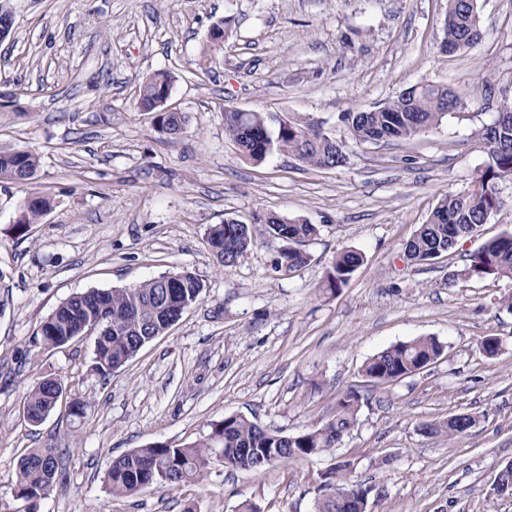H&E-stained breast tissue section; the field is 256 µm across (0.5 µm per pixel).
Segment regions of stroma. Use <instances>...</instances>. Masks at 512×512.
<instances>
[{
	"label": "stroma",
	"mask_w": 512,
	"mask_h": 512,
	"mask_svg": "<svg viewBox=\"0 0 512 512\" xmlns=\"http://www.w3.org/2000/svg\"><path fill=\"white\" fill-rule=\"evenodd\" d=\"M15 15L0 41V144L36 153L34 180L0 179V512H24L15 464L52 444L66 469L39 512H315L322 475L350 464L373 488L368 512H512L496 495L512 462V280L468 275L484 241L512 233V181L480 236L416 265L405 245L439 197L469 189L488 156L479 147L512 102V0H476L484 31L442 54L447 0H6ZM223 22V50L209 31ZM174 76L170 105L187 116L181 137L158 132L136 107L143 77ZM417 84L444 85L469 107L409 141L357 144L342 113L372 108ZM272 113L342 141L344 166L320 169L285 154L256 165L224 132V110ZM51 209L14 227L31 195ZM300 216L317 233L309 263L274 268L276 246L256 234L228 269L206 245L212 225L262 214ZM362 265L325 285L336 253ZM187 271L204 285L166 334L111 375L93 369V338L44 349L35 334L69 297L132 288ZM432 336L445 346L426 368L375 386L370 356ZM499 340L495 356L481 348ZM54 375L84 417L65 405L38 426L23 415L31 382ZM361 395L357 426L318 455L262 470L212 457L200 485L149 486L115 497L109 462L155 442L192 443L213 422L244 415L285 434L333 417L347 389ZM469 413L453 439L430 421Z\"/></svg>",
	"instance_id": "1"
}]
</instances>
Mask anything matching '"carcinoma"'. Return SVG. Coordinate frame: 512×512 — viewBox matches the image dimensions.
Here are the masks:
<instances>
[{"mask_svg": "<svg viewBox=\"0 0 512 512\" xmlns=\"http://www.w3.org/2000/svg\"><path fill=\"white\" fill-rule=\"evenodd\" d=\"M447 19L441 45L462 50L459 41L481 29L480 18L468 0H448ZM172 90V76L158 72L139 85L137 108L155 111L161 93ZM448 88L422 85L372 109L346 112L342 120L359 144L383 139L410 140L438 125L454 111L456 99ZM224 132L242 145L246 159L261 163L274 153H286L301 163L319 168L345 165L344 146L315 127L294 122L275 126L264 112L224 109ZM482 148L489 162L472 181L467 195L443 194L429 215L407 242V257L420 263L432 262L473 236L483 224L487 212L501 205L498 183L512 180V114L497 118L482 136ZM21 165L23 175L34 177L39 167L38 155L0 146V177H8ZM48 197L24 199L19 206L17 226L24 232L39 222L51 209ZM267 237L278 244L276 269L284 272L308 264L309 255L300 248L316 235L317 228L301 218L266 214L255 219ZM254 241L252 225L227 220L213 225L206 242L219 265L227 268L239 259ZM363 262L360 252L348 249L336 255L326 273L327 286L339 288ZM468 273L512 278V233L486 241L471 256ZM203 292L202 282L189 272L170 279L165 275L133 288L91 290L62 302L40 325L39 341L46 348H57L80 337L86 325L99 324L94 338V369L109 375L126 364L153 339L171 328L176 308H189ZM444 352L433 337H419L398 343L371 356L363 366V376L373 383L386 384L411 375L435 362ZM64 390V380L42 377L32 382L24 395V419L42 423L57 406V394ZM359 396L354 391L342 395L336 414L321 428L284 435L269 432L254 421L233 415L212 425L203 439L188 446L171 447L153 443L112 460L107 469L110 492L132 497L148 486L195 484L204 480L214 454L233 468L263 469L294 462L322 453L336 446L357 424ZM477 424L471 414L454 415L439 423L427 422V434L448 438L460 436ZM350 463L340 462L323 476L333 485L332 493L317 504V512H367L363 487L349 477ZM64 472L63 458L51 445L33 448L16 466V497L26 503L25 512H37V502L44 498Z\"/></svg>", "mask_w": 512, "mask_h": 512, "instance_id": "cac0c4a2", "label": "carcinoma"}]
</instances>
